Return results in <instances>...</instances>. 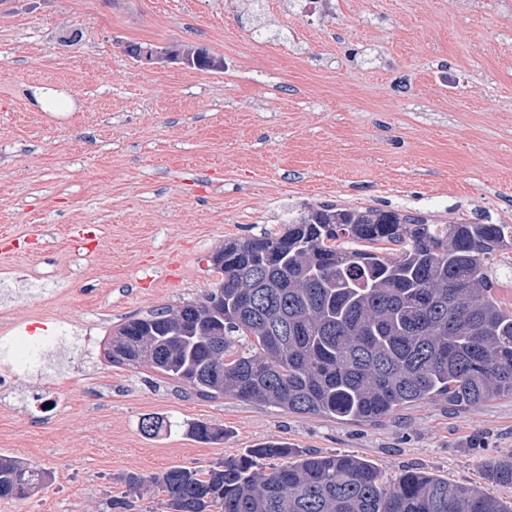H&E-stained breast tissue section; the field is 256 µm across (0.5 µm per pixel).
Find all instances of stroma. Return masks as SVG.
Returning a JSON list of instances; mask_svg holds the SVG:
<instances>
[{
	"label": "stroma",
	"instance_id": "1",
	"mask_svg": "<svg viewBox=\"0 0 512 512\" xmlns=\"http://www.w3.org/2000/svg\"><path fill=\"white\" fill-rule=\"evenodd\" d=\"M318 205L512 225V0H0V333L85 341L57 350L63 370L0 380V456L52 473L0 512H106L121 474L265 441L511 499L486 476L512 456L511 397L364 425L107 360L118 325L214 288L225 241ZM195 421L223 439L194 440ZM144 48L141 45L138 44H132L128 47V53L133 57H140V54ZM193 52V55L191 57V53ZM208 55L207 52L204 50H200L199 48H195L189 52H186L185 54H180V52L176 50H161V51H155L151 49H146L142 52V56H144L146 59L150 60H171V61H182L186 64H190L191 61L194 63L196 62L200 57Z\"/></svg>",
	"mask_w": 512,
	"mask_h": 512
}]
</instances>
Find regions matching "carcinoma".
I'll list each match as a JSON object with an SVG mask.
<instances>
[{
    "label": "carcinoma",
    "mask_w": 512,
    "mask_h": 512,
    "mask_svg": "<svg viewBox=\"0 0 512 512\" xmlns=\"http://www.w3.org/2000/svg\"><path fill=\"white\" fill-rule=\"evenodd\" d=\"M512 226L423 224L394 212L312 207L280 234L234 240L203 298L123 322L108 357L145 365L199 397L375 423L430 402L512 397V307L489 261ZM200 441L224 437L203 421ZM512 485V458L488 465ZM51 472L0 457V499H26ZM111 512L153 488L169 512H512L477 485L417 468L391 480L356 455L267 441L206 468L119 477Z\"/></svg>",
    "instance_id": "obj_1"
}]
</instances>
